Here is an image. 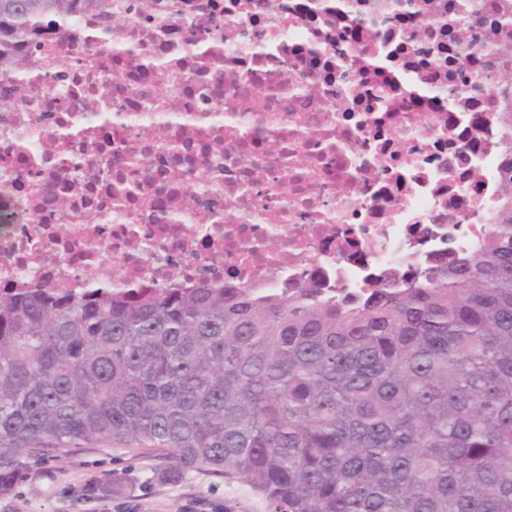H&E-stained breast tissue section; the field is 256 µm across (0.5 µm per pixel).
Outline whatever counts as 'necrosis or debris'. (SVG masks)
I'll return each instance as SVG.
<instances>
[{"label": "necrosis or debris", "mask_w": 512, "mask_h": 512, "mask_svg": "<svg viewBox=\"0 0 512 512\" xmlns=\"http://www.w3.org/2000/svg\"><path fill=\"white\" fill-rule=\"evenodd\" d=\"M378 2L90 0L38 27L27 97L0 78V288L358 290L476 246L512 57L463 52L459 26L510 44L512 0Z\"/></svg>", "instance_id": "necrosis-or-debris-1"}]
</instances>
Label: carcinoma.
<instances>
[{
    "label": "carcinoma",
    "mask_w": 512,
    "mask_h": 512,
    "mask_svg": "<svg viewBox=\"0 0 512 512\" xmlns=\"http://www.w3.org/2000/svg\"><path fill=\"white\" fill-rule=\"evenodd\" d=\"M82 0H0V77ZM472 250L360 295L0 289V495L81 443L207 467L270 512H512V152Z\"/></svg>",
    "instance_id": "obj_1"
}]
</instances>
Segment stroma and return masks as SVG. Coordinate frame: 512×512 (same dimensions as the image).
<instances>
[{
    "label": "stroma",
    "instance_id": "1",
    "mask_svg": "<svg viewBox=\"0 0 512 512\" xmlns=\"http://www.w3.org/2000/svg\"><path fill=\"white\" fill-rule=\"evenodd\" d=\"M155 464L151 455L97 443L34 458L26 477L0 495V512H269L265 497L243 479L199 471L178 483L162 482L152 476ZM110 478L122 481V494H87L89 484Z\"/></svg>",
    "mask_w": 512,
    "mask_h": 512
}]
</instances>
